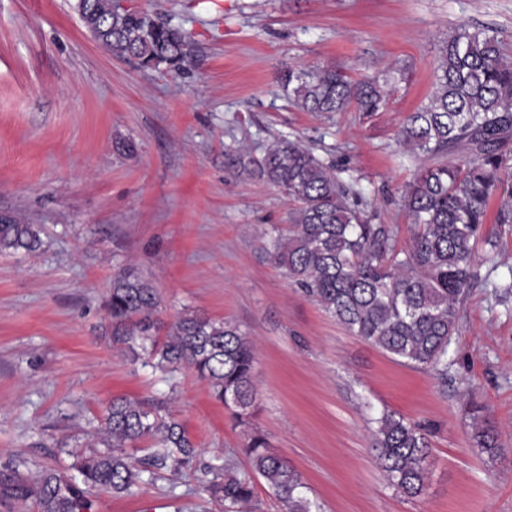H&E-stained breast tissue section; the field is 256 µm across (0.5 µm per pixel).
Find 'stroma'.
Wrapping results in <instances>:
<instances>
[{
    "label": "stroma",
    "instance_id": "stroma-1",
    "mask_svg": "<svg viewBox=\"0 0 512 512\" xmlns=\"http://www.w3.org/2000/svg\"><path fill=\"white\" fill-rule=\"evenodd\" d=\"M179 28L184 70L143 69L104 48L77 0H0V214L38 230L34 252H0V464L68 470L112 398L172 411L201 448L231 460L265 435L324 512H512V224H488L480 278L440 378L348 332L293 286L265 250L291 205L237 157L279 137L344 169L397 248L412 224L399 195L425 156L396 133L432 91L439 49L458 26L499 31L512 49V0H125ZM346 69L386 78L384 111L304 112L280 72ZM130 141L134 152L119 150ZM135 268L161 317L228 320L255 344L257 407L237 425L189 368L131 364L107 333L113 277ZM500 447L478 448L470 410ZM393 412L429 426L431 474L411 500L387 482L372 441ZM95 512H219L200 473H159Z\"/></svg>",
    "mask_w": 512,
    "mask_h": 512
}]
</instances>
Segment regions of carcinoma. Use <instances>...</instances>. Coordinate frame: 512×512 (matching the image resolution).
<instances>
[{
  "mask_svg": "<svg viewBox=\"0 0 512 512\" xmlns=\"http://www.w3.org/2000/svg\"><path fill=\"white\" fill-rule=\"evenodd\" d=\"M84 23L93 36L144 68L180 70L190 52L185 34L123 9L119 0H87ZM292 102L305 112H378L387 92L377 76L353 80L334 67L288 69L280 75ZM397 140L436 163L420 169L400 195L414 226L410 247L398 250L394 230L373 224L361 195L341 170L300 143L280 138L259 159L241 163L279 188L294 204L291 224L266 249L288 279L352 334L414 367L448 373V346L462 307L479 279L472 256L492 201L494 223L512 224V54L492 30L462 26L443 42L433 91L410 113ZM39 233L12 216L0 218V251L36 250ZM112 344L132 360L172 373L188 366L211 396L234 409L241 425L257 398L252 380L253 341L232 322L191 312L171 324L161 319L160 295L132 269L112 279L107 300ZM478 447L494 453L497 441L472 409ZM88 454L74 455L79 477L54 469L34 474L0 470V503L29 502L36 512H94L95 491L114 496L162 471L191 470L200 454L185 425L171 412L115 398L105 408ZM388 483L414 499L424 494L431 445L428 430L385 412L374 430ZM148 443L154 451L134 463L126 449ZM254 474L264 479L284 512H321L288 460L255 432L243 447ZM206 491L223 512L255 509L253 479L225 462L201 470Z\"/></svg>",
  "mask_w": 512,
  "mask_h": 512,
  "instance_id": "obj_1",
  "label": "carcinoma"
}]
</instances>
